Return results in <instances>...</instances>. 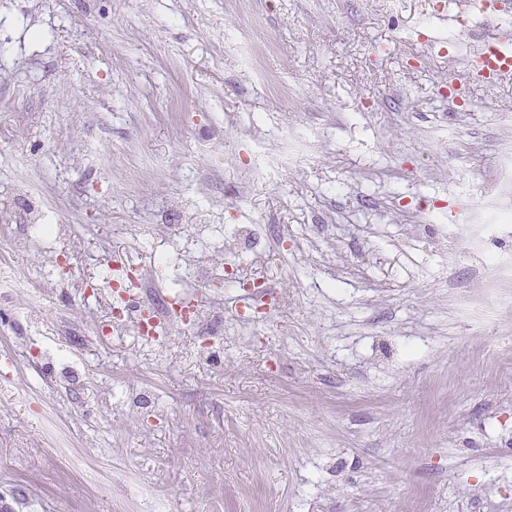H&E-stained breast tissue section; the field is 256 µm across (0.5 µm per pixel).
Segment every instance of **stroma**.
Here are the masks:
<instances>
[{
    "mask_svg": "<svg viewBox=\"0 0 512 512\" xmlns=\"http://www.w3.org/2000/svg\"><path fill=\"white\" fill-rule=\"evenodd\" d=\"M493 2L0 0V512H512Z\"/></svg>",
    "mask_w": 512,
    "mask_h": 512,
    "instance_id": "stroma-1",
    "label": "stroma"
}]
</instances>
